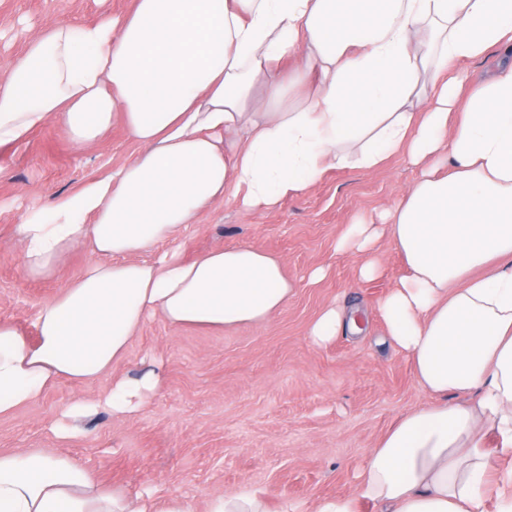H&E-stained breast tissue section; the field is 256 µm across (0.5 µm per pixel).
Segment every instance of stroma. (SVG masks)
<instances>
[{"instance_id": "35a3bbf8", "label": "stroma", "mask_w": 512, "mask_h": 512, "mask_svg": "<svg viewBox=\"0 0 512 512\" xmlns=\"http://www.w3.org/2000/svg\"><path fill=\"white\" fill-rule=\"evenodd\" d=\"M132 0H0V74L25 47L28 30L52 19L93 23L128 12ZM135 152L122 127L77 153L49 125L0 151V319L36 339L39 308L92 258L87 248L67 258L59 278L22 273L17 226L49 196L63 195L129 160ZM418 177L395 155L374 172L333 169L310 191L256 216L230 201L216 203L177 243L184 258L241 244L279 257L292 284L287 305L266 323L227 331L145 322L125 358L89 383L58 382L38 400L0 417V452L49 448L76 458L99 482L158 499L181 496L204 512L214 494L241 486L262 494L269 512L283 501L309 504L353 491L370 448L404 413L431 397L417 384L410 361L395 352L377 307L403 276L389 240L377 255L381 277L362 281L337 240L354 219L377 220ZM326 276L311 282L310 272ZM358 303L365 330L324 346L308 339L323 308ZM154 371L162 385L131 417L100 409L76 421L77 438L55 427L78 398L95 400L113 375Z\"/></svg>"}]
</instances>
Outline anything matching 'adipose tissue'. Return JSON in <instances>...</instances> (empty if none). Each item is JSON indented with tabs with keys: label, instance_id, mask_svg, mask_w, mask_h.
Masks as SVG:
<instances>
[{
	"label": "adipose tissue",
	"instance_id": "ef3b65f1",
	"mask_svg": "<svg viewBox=\"0 0 512 512\" xmlns=\"http://www.w3.org/2000/svg\"><path fill=\"white\" fill-rule=\"evenodd\" d=\"M493 49L475 89L455 77ZM50 123L78 152L116 124L138 150L18 225L27 277L56 278L81 246L93 259L40 309L36 341L0 319V417L111 370L150 316L272 320L292 291L281 259L239 245L188 260L177 234L215 202L261 214L328 170L403 154L417 181L337 247L362 280L381 273V237L398 249L406 275L378 310L433 401L369 450L352 494L283 512H512V0H134L125 16L50 21L0 78V150ZM362 330L331 304L309 339ZM159 384L118 377L102 405L134 411ZM0 512L195 507L103 490L39 449L0 453Z\"/></svg>",
	"mask_w": 512,
	"mask_h": 512
}]
</instances>
